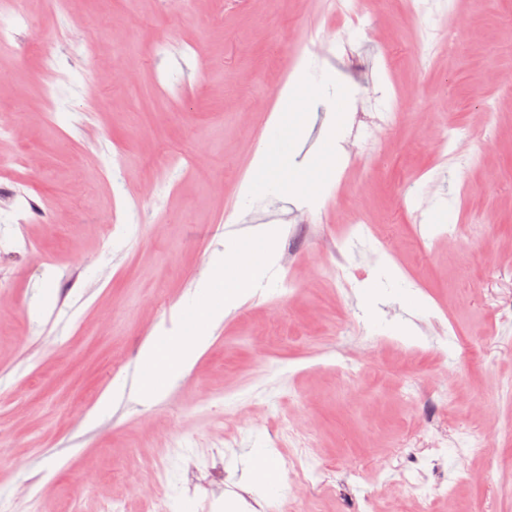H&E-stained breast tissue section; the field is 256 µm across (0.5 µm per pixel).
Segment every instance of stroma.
Returning a JSON list of instances; mask_svg holds the SVG:
<instances>
[{
	"instance_id": "35a3bbf8",
	"label": "stroma",
	"mask_w": 512,
	"mask_h": 512,
	"mask_svg": "<svg viewBox=\"0 0 512 512\" xmlns=\"http://www.w3.org/2000/svg\"><path fill=\"white\" fill-rule=\"evenodd\" d=\"M23 7L56 65L0 50V124L16 129L0 158L28 159L0 204V512H225L231 499L237 512H415L413 478L457 487L430 512H512V412L500 404L512 327L496 318L512 300V0H360L335 18L324 0ZM314 29L326 35L314 62L352 102L345 163L315 198L246 190L291 50ZM87 41L94 60L70 55ZM483 68L499 74L486 90L470 82ZM391 108L393 123L353 150L372 111ZM335 120L311 102L291 170L314 166ZM450 123L468 126L458 151L478 165L436 155ZM167 156L192 164L171 171ZM151 183L161 200L142 195ZM446 202L449 242L436 218ZM302 211L319 233L292 231L286 216ZM257 217L279 228L278 255L301 262L275 264L190 368L138 400L143 345L217 276L225 227ZM356 217L366 231L344 251L357 275L342 285L324 276L323 247ZM432 379L454 398L447 419L411 427L404 390ZM476 395L487 411L472 409ZM283 421L322 471L308 490L288 483L297 450ZM465 429L493 436L487 456L452 448L413 463L412 447ZM260 448L271 457L248 460ZM349 455L353 475L338 468Z\"/></svg>"
}]
</instances>
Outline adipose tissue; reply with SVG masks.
<instances>
[{
    "instance_id": "ef3b65f1",
    "label": "adipose tissue",
    "mask_w": 512,
    "mask_h": 512,
    "mask_svg": "<svg viewBox=\"0 0 512 512\" xmlns=\"http://www.w3.org/2000/svg\"><path fill=\"white\" fill-rule=\"evenodd\" d=\"M330 77L317 71L313 62L303 61L282 91L274 110L271 126L273 135L266 148L255 156L252 169L255 175L269 181L286 182L289 191H314L336 167V145L344 134L343 122H336L328 140V146L312 171L304 175H286L283 167L292 149L300 142L301 126L297 117L307 103L302 96L305 89L326 91ZM275 235H266L259 249L241 250L232 246L224 250V273L213 279L205 293L193 304V311L203 327L195 335H179L177 329H161L152 336L140 352V361L153 368L162 358L169 359V373L151 375L140 387L142 398L159 396L166 388L170 372L191 367L210 342L209 331L220 324L226 313L249 297L255 283L260 281L269 262L275 255Z\"/></svg>"
}]
</instances>
